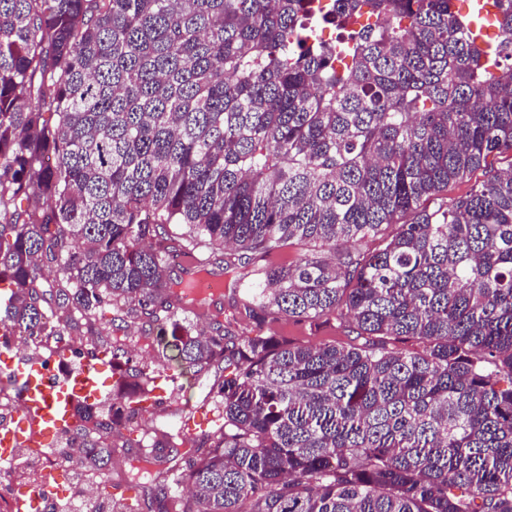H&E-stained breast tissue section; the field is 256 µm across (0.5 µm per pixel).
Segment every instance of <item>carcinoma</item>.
<instances>
[{"mask_svg": "<svg viewBox=\"0 0 512 512\" xmlns=\"http://www.w3.org/2000/svg\"><path fill=\"white\" fill-rule=\"evenodd\" d=\"M457 2L0 0V343L143 320L149 364L93 335L125 374L76 408L102 471L156 378L228 371L184 467L179 425L125 440L151 486L112 512H512V163L489 162L512 158V0ZM313 12L342 46L309 42ZM216 247L258 327L347 318L356 342L195 331Z\"/></svg>", "mask_w": 512, "mask_h": 512, "instance_id": "cac0c4a2", "label": "carcinoma"}]
</instances>
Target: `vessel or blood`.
<instances>
[{
    "instance_id": "1",
    "label": "vessel or blood",
    "mask_w": 512,
    "mask_h": 512,
    "mask_svg": "<svg viewBox=\"0 0 512 512\" xmlns=\"http://www.w3.org/2000/svg\"><path fill=\"white\" fill-rule=\"evenodd\" d=\"M107 365L101 359L85 356L82 370L62 382L35 358L21 356L0 358V377L15 389L16 423L0 429V460L14 456L25 447L38 451L49 444L64 426L74 425L73 413L81 401L101 397L102 373Z\"/></svg>"
}]
</instances>
